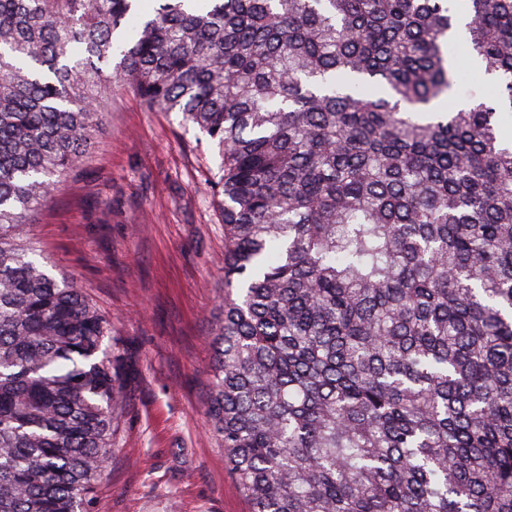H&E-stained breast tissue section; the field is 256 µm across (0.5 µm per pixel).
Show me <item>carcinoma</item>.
Listing matches in <instances>:
<instances>
[{"mask_svg":"<svg viewBox=\"0 0 512 512\" xmlns=\"http://www.w3.org/2000/svg\"><path fill=\"white\" fill-rule=\"evenodd\" d=\"M0 0V512H89L112 324L28 236L112 87L221 159L206 414L252 512H512V0ZM465 44L496 93L468 92Z\"/></svg>","mask_w":512,"mask_h":512,"instance_id":"carcinoma-1","label":"carcinoma"}]
</instances>
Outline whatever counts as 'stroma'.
Masks as SVG:
<instances>
[{"instance_id":"35a3bbf8","label":"stroma","mask_w":512,"mask_h":512,"mask_svg":"<svg viewBox=\"0 0 512 512\" xmlns=\"http://www.w3.org/2000/svg\"><path fill=\"white\" fill-rule=\"evenodd\" d=\"M216 149L177 114L112 91L79 166L31 216L55 276L112 319L122 407L91 512H250L205 415L222 313Z\"/></svg>"}]
</instances>
